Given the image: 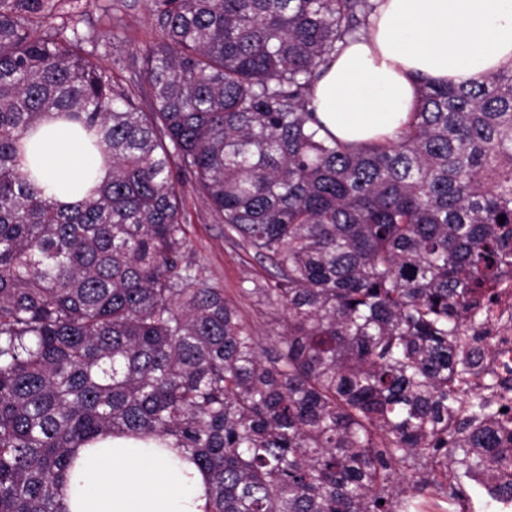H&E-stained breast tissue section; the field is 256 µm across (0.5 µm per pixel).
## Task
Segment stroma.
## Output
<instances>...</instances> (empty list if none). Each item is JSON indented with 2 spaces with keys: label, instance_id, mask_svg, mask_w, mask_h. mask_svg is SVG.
I'll list each match as a JSON object with an SVG mask.
<instances>
[{
  "label": "stroma",
  "instance_id": "obj_1",
  "mask_svg": "<svg viewBox=\"0 0 512 512\" xmlns=\"http://www.w3.org/2000/svg\"><path fill=\"white\" fill-rule=\"evenodd\" d=\"M53 23L77 31L85 50L115 81L145 95L144 55L165 37L153 0H66ZM176 187L186 217L191 260L237 303L263 345L271 346L275 316L256 306L243 291L256 283H273L275 268L242 242L225 236L222 220L206 204L191 176L178 175Z\"/></svg>",
  "mask_w": 512,
  "mask_h": 512
}]
</instances>
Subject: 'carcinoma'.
Instances as JSON below:
<instances>
[{
    "label": "carcinoma",
    "mask_w": 512,
    "mask_h": 512,
    "mask_svg": "<svg viewBox=\"0 0 512 512\" xmlns=\"http://www.w3.org/2000/svg\"><path fill=\"white\" fill-rule=\"evenodd\" d=\"M155 4L145 110L54 0H0V512H59L75 449L110 432L190 451L209 512L466 498L512 441L478 383L481 296L512 270V66L420 80L395 137L345 143L312 87L375 0ZM52 112L111 164L66 209L19 160ZM176 169L277 269L242 289L273 349L188 260Z\"/></svg>",
    "instance_id": "obj_1"
}]
</instances>
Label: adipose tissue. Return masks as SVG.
<instances>
[{
	"mask_svg": "<svg viewBox=\"0 0 512 512\" xmlns=\"http://www.w3.org/2000/svg\"><path fill=\"white\" fill-rule=\"evenodd\" d=\"M368 35L348 41L313 90L317 118L336 138L393 137L416 77L480 83L512 65V0H377ZM23 168L44 195L72 205L109 175L77 125L46 116L25 139ZM62 512H207L208 487L180 449L154 438L104 434L78 448L59 497Z\"/></svg>",
	"mask_w": 512,
	"mask_h": 512,
	"instance_id": "1",
	"label": "adipose tissue"
}]
</instances>
